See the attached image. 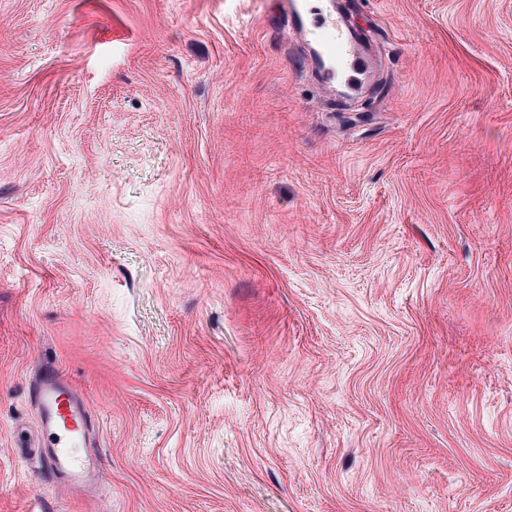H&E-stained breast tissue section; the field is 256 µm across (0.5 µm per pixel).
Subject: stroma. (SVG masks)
<instances>
[{
    "label": "stroma",
    "instance_id": "1",
    "mask_svg": "<svg viewBox=\"0 0 512 512\" xmlns=\"http://www.w3.org/2000/svg\"><path fill=\"white\" fill-rule=\"evenodd\" d=\"M348 16L354 101L278 0H0V512H512V0ZM42 461L64 484L84 489L102 471L100 457L85 454L89 444L88 407L59 372L44 373L38 387Z\"/></svg>",
    "mask_w": 512,
    "mask_h": 512
}]
</instances>
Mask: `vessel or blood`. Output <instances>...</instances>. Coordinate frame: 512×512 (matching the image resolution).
Here are the masks:
<instances>
[{
  "mask_svg": "<svg viewBox=\"0 0 512 512\" xmlns=\"http://www.w3.org/2000/svg\"><path fill=\"white\" fill-rule=\"evenodd\" d=\"M282 7L286 28L316 48L322 82L358 93L362 76L371 72V56L360 36L347 27L343 0H338L335 14L327 17L309 15L304 0H282ZM37 396L45 465L72 488L95 483L102 461L86 452L90 418L85 401L56 371L43 374Z\"/></svg>",
  "mask_w": 512,
  "mask_h": 512,
  "instance_id": "1",
  "label": "vessel or blood"
}]
</instances>
